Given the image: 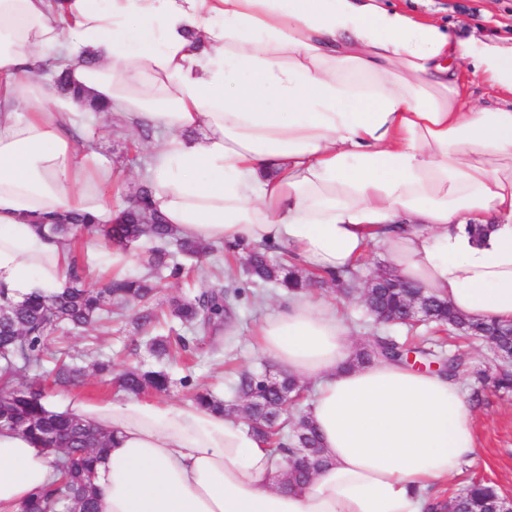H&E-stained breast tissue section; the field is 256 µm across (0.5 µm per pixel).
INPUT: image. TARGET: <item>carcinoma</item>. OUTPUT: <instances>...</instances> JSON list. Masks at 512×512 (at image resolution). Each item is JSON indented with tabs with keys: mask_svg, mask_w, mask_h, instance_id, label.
<instances>
[{
	"mask_svg": "<svg viewBox=\"0 0 512 512\" xmlns=\"http://www.w3.org/2000/svg\"><path fill=\"white\" fill-rule=\"evenodd\" d=\"M149 199L150 188H142L137 200L124 209L123 220L107 227H97L88 216L77 213L49 225L53 233L62 236L93 230L109 248L124 251L146 238L154 243L145 258L147 274L110 277L99 285L91 280L86 255L77 248L71 258V277L61 293L51 297H27L18 302L6 297L0 301V428L20 431L41 447L59 452L53 461L58 479L21 505L19 512H97L93 486L95 463L108 447V438L77 419L48 413L42 403L47 395L46 385L35 374L45 364L47 340L60 326L81 329L102 321L112 303L137 308L134 324L146 335L151 361L126 369L116 383L118 389L127 394H160L171 382L166 364L185 357L195 343L224 329V320L233 318L244 294L242 288L224 291L221 269L198 264L187 269L177 257L200 258L221 249L228 258L243 261L253 284L302 290L311 282V278L302 276L288 259L272 260L266 245L203 244L175 237L158 216L153 224L141 223L142 214L150 210ZM165 277L213 279L215 283L190 299H175L168 309L158 311L151 307V302L159 282ZM423 291L424 288L398 273L386 272L373 284L366 311L374 319L381 316L384 322H393L403 317L407 302L414 297L421 298L425 314L433 322L459 336L480 338L492 352L505 356L503 360L496 359L492 371L484 374L482 385L511 391L512 328L495 321L467 319L447 302L431 294L425 295ZM409 351L421 357L435 355L422 343L376 335L371 337L369 346L358 353L357 360L362 364L376 359L404 363ZM468 370L467 357L460 351H450L440 359L442 374L460 378ZM84 373L83 368L63 360L57 361L50 370L56 385L75 383ZM285 391L297 399L303 386L287 373L271 381L267 374L247 369L238 372L229 385L234 398L253 402L244 420L264 441L273 445L284 464L295 459L296 450L302 448L310 462L320 468L324 465L323 449L306 414L280 417L276 439L270 440L269 416L277 412ZM192 400L218 414L232 413V406L208 389L196 391ZM498 498L495 487L473 481L449 500L455 503L456 512H492Z\"/></svg>",
	"mask_w": 512,
	"mask_h": 512,
	"instance_id": "obj_1",
	"label": "carcinoma"
}]
</instances>
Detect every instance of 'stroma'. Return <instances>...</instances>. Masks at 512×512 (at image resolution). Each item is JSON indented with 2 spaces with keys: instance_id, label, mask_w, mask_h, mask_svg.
<instances>
[{
  "instance_id": "obj_1",
  "label": "stroma",
  "mask_w": 512,
  "mask_h": 512,
  "mask_svg": "<svg viewBox=\"0 0 512 512\" xmlns=\"http://www.w3.org/2000/svg\"><path fill=\"white\" fill-rule=\"evenodd\" d=\"M415 14L438 22H448L466 38L477 34L488 37L512 36V0H405ZM86 130L96 151L112 164L114 179L106 189L114 206L128 203L146 185V168L149 161L147 139L141 138L138 129L130 127L116 114L88 113ZM314 294L338 300L359 346H367L371 336L390 333L400 339L421 336L432 349H440L444 331L432 324L417 328L374 324L361 303L360 293L339 297L330 286L314 287ZM281 294L269 295L259 306H252L250 299H242L235 323L236 341L212 351L209 344H201L194 353L190 369L192 381L197 386H208L218 392L228 389L229 372L235 368H256L276 371L273 358L260 352L253 344V333L264 316L272 313L281 302ZM131 311H124L122 331L114 327H97L82 333L57 338L56 343L68 347L79 364L89 365L92 357L89 345H96L100 353L111 356L114 371H121L146 360L147 353L140 336L130 324ZM476 421L478 450L463 465L460 473L449 479L446 492L454 494L465 487L468 478L480 477L496 485L500 494L512 497V392L485 391L480 405L473 408Z\"/></svg>"
}]
</instances>
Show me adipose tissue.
Listing matches in <instances>:
<instances>
[{
	"label": "adipose tissue",
	"mask_w": 512,
	"mask_h": 512,
	"mask_svg": "<svg viewBox=\"0 0 512 512\" xmlns=\"http://www.w3.org/2000/svg\"><path fill=\"white\" fill-rule=\"evenodd\" d=\"M46 49L108 112L161 130L150 201L176 236L274 244L317 277L378 247L456 311L512 322V46L389 0H0V288L14 300L69 279L72 243L42 222L119 214L111 163L76 147L80 103L37 77ZM465 65L503 101H464ZM254 336L314 381L326 466L286 490L265 442L195 403L46 397L111 435L98 512H430L475 455L461 380L357 363L338 303L289 293ZM52 473L46 449L0 430V512Z\"/></svg>",
	"instance_id": "adipose-tissue-1"
}]
</instances>
